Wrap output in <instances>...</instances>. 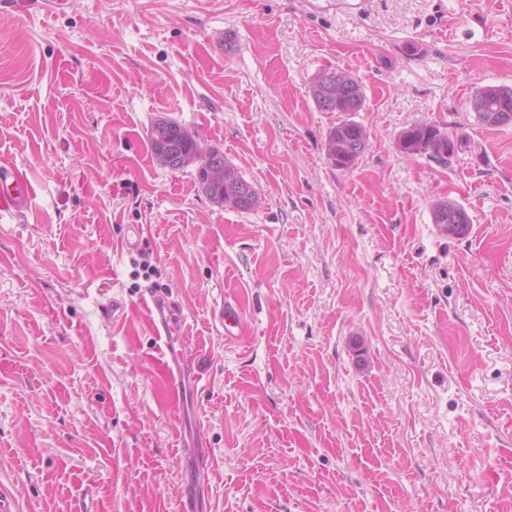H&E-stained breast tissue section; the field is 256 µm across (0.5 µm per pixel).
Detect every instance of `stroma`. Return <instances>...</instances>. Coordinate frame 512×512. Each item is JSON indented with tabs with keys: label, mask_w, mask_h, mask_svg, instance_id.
<instances>
[{
	"label": "stroma",
	"mask_w": 512,
	"mask_h": 512,
	"mask_svg": "<svg viewBox=\"0 0 512 512\" xmlns=\"http://www.w3.org/2000/svg\"><path fill=\"white\" fill-rule=\"evenodd\" d=\"M329 67L365 94L349 169L325 155L342 116L310 89ZM497 85L512 0H0V165L34 189L0 211L11 512H178L183 409L138 305L152 284L195 349L209 512H512V124L471 103ZM161 115L258 206L160 166ZM422 123L463 135L450 165L399 151ZM439 201L465 208V236L437 230ZM368 0H306L303 2L305 9L311 12H328L336 10L350 14H363L368 8ZM219 321L224 327V339L235 340L242 329L238 303L235 299L224 297V304L219 312Z\"/></svg>",
	"instance_id": "obj_1"
}]
</instances>
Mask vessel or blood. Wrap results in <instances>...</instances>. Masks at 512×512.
<instances>
[{
  "mask_svg": "<svg viewBox=\"0 0 512 512\" xmlns=\"http://www.w3.org/2000/svg\"><path fill=\"white\" fill-rule=\"evenodd\" d=\"M369 0H304L303 6L311 12L336 10L350 14H362L368 8ZM31 192V185L25 175L15 167L0 165V209L18 207ZM155 337L163 343V357L167 369L169 389L172 394L183 396L197 393V385L192 384L189 374L190 358L186 353L191 344L189 336L177 317L167 294L149 290L140 300ZM219 321L224 328L226 340L237 339L242 321L235 299H225L219 312ZM180 443L183 448L182 463L187 474V482L181 495L180 512H204L207 506L208 457L204 426L195 423L188 429H181Z\"/></svg>",
  "mask_w": 512,
  "mask_h": 512,
  "instance_id": "vessel-or-blood-1",
  "label": "vessel or blood"
}]
</instances>
